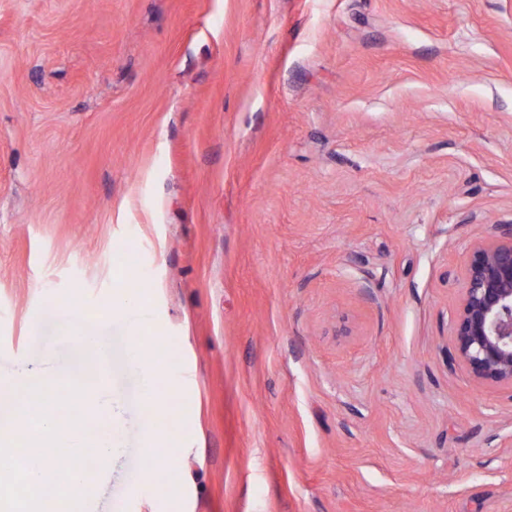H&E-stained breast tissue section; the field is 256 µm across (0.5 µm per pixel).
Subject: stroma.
<instances>
[{
    "instance_id": "1",
    "label": "stroma",
    "mask_w": 512,
    "mask_h": 512,
    "mask_svg": "<svg viewBox=\"0 0 512 512\" xmlns=\"http://www.w3.org/2000/svg\"><path fill=\"white\" fill-rule=\"evenodd\" d=\"M499 224L512 0H0V379L82 378L47 312L152 292L96 326L119 452L66 512H512V390L452 358ZM142 361L143 367L148 373H151L154 382L164 390L160 397L147 408V413L150 415L157 414L173 423H177L179 421V416L175 417V415L168 412V407L172 402V389L163 383L157 376V367L153 358L150 356H144L142 357ZM147 462L155 473L163 475V470L167 469L172 459L181 455L182 448L177 447L173 442L165 436L150 433Z\"/></svg>"
}]
</instances>
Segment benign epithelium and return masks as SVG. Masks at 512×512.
<instances>
[{
    "label": "benign epithelium",
    "mask_w": 512,
    "mask_h": 512,
    "mask_svg": "<svg viewBox=\"0 0 512 512\" xmlns=\"http://www.w3.org/2000/svg\"><path fill=\"white\" fill-rule=\"evenodd\" d=\"M499 228L472 248L453 350L475 382L512 389V225Z\"/></svg>",
    "instance_id": "benign-epithelium-1"
}]
</instances>
